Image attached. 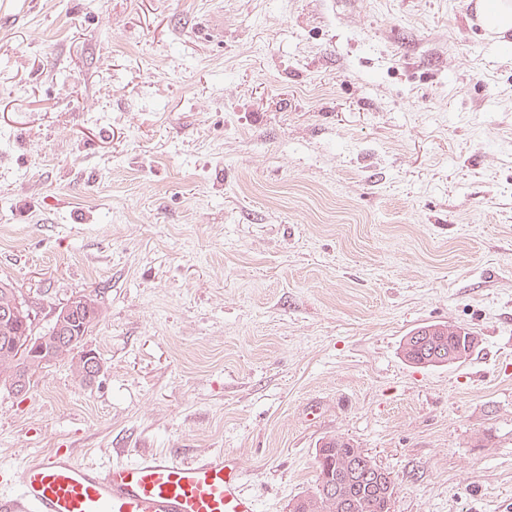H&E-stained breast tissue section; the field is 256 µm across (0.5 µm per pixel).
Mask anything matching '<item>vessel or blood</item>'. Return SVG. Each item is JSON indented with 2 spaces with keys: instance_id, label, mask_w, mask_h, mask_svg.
<instances>
[{
  "instance_id": "obj_1",
  "label": "vessel or blood",
  "mask_w": 512,
  "mask_h": 512,
  "mask_svg": "<svg viewBox=\"0 0 512 512\" xmlns=\"http://www.w3.org/2000/svg\"><path fill=\"white\" fill-rule=\"evenodd\" d=\"M0 512H257L237 457L213 453L179 461L145 452L131 463H81L73 449L21 462Z\"/></svg>"
}]
</instances>
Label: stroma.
Masks as SVG:
<instances>
[{"label":"stroma","instance_id":"35a3bbf8","mask_svg":"<svg viewBox=\"0 0 512 512\" xmlns=\"http://www.w3.org/2000/svg\"><path fill=\"white\" fill-rule=\"evenodd\" d=\"M0 279L36 332L100 312L22 396L54 448L240 460L259 512L324 439L391 512H512V40L469 0H0ZM469 328L423 367L414 328ZM459 329L462 328L457 326L440 324H430L417 327L416 329L409 333L410 336H406L402 345L403 355L408 361H410L413 364L436 366L439 363L445 362H433L432 360H428V357L431 356L429 349L423 350L422 352V346L417 347L419 343L418 341L412 343L413 336L420 335L419 333L421 332L425 336H435V338L439 340L440 343L437 345V348L442 347V349L444 350V356L448 357L446 359L448 365L456 363L460 360L458 358L463 356V350L457 348L458 346L463 345V348L465 350V356L462 361H464L472 354L479 341L478 336H475V334L469 330L465 331L464 329H462L464 330V335L463 337H461ZM468 336H472V339L470 341H468ZM448 349L457 350L448 352ZM444 352L442 351L441 354H443Z\"/></svg>","mask_w":512,"mask_h":512}]
</instances>
